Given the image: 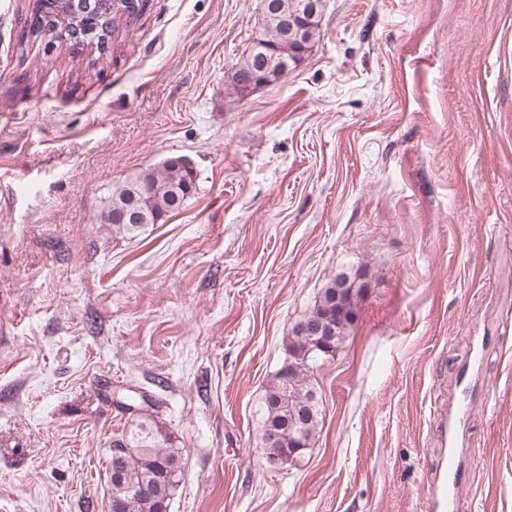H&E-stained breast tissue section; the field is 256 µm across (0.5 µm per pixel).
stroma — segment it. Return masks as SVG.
I'll use <instances>...</instances> for the list:
<instances>
[{"mask_svg":"<svg viewBox=\"0 0 512 512\" xmlns=\"http://www.w3.org/2000/svg\"><path fill=\"white\" fill-rule=\"evenodd\" d=\"M28 4L0 0V512H107L118 392L182 451L169 512H423L463 393L460 512H512V0H325L244 98L259 0H148L103 56L21 39ZM175 156L180 210L100 223ZM340 274L366 286L316 438L271 462L266 386ZM129 179L125 180L121 186L115 187H106L105 193L102 197L103 207L100 213V221L103 224H112V233L113 235H119L122 237H135L138 234L136 233V229L131 224H116L113 219V209L112 203L114 200L124 201L128 199L129 201L133 200L130 195L129 188Z\"/></svg>","mask_w":512,"mask_h":512,"instance_id":"35a3bbf8","label":"stroma"}]
</instances>
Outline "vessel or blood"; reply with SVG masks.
Instances as JSON below:
<instances>
[{"instance_id":"1","label":"vessel or blood","mask_w":512,"mask_h":512,"mask_svg":"<svg viewBox=\"0 0 512 512\" xmlns=\"http://www.w3.org/2000/svg\"><path fill=\"white\" fill-rule=\"evenodd\" d=\"M470 405L459 401L454 409L437 413L435 429L441 443V455L433 474V484L426 500V512H458L457 488L463 478L459 451L453 446L458 422L467 415Z\"/></svg>"}]
</instances>
